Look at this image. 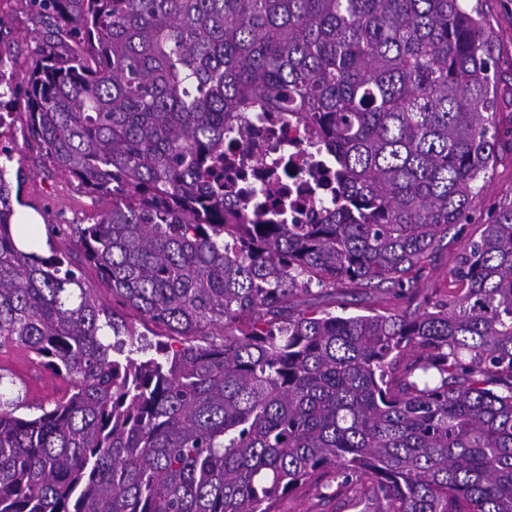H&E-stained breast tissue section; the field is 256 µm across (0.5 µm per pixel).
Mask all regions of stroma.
Masks as SVG:
<instances>
[{
    "label": "stroma",
    "mask_w": 512,
    "mask_h": 512,
    "mask_svg": "<svg viewBox=\"0 0 512 512\" xmlns=\"http://www.w3.org/2000/svg\"><path fill=\"white\" fill-rule=\"evenodd\" d=\"M479 8L493 31L491 52L498 62L499 84L506 89L495 116L500 130L504 131L512 128V0H481ZM0 17L7 23L0 33V58L5 61L0 70L16 76L24 74L33 64L34 38L43 26L27 0H0ZM0 110L10 114L9 125L0 127V144L12 150L13 167L23 171L19 189L23 208L37 212L45 224H87L93 215L111 206V199L93 200L76 181L55 171L36 147L27 145L25 115L19 103L0 104ZM509 198L512 199L511 150L499 154L482 182L465 233L449 231L446 246L438 251L419 283L420 295L448 294L452 286L449 271L464 249L466 234L474 233L478 225L491 222L499 205ZM381 301L392 310L410 304L407 297L387 298L382 291L370 289L334 300L323 297L319 303L339 314H362ZM0 366L15 375L14 383L6 387L9 397L25 394L49 402L64 389L61 379L32 362L24 352L0 355ZM274 512H361V507L346 492L335 489L327 495L317 484L309 482L281 498Z\"/></svg>",
    "instance_id": "1"
}]
</instances>
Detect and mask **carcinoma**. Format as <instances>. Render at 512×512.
Masks as SVG:
<instances>
[{
    "label": "carcinoma",
    "mask_w": 512,
    "mask_h": 512,
    "mask_svg": "<svg viewBox=\"0 0 512 512\" xmlns=\"http://www.w3.org/2000/svg\"><path fill=\"white\" fill-rule=\"evenodd\" d=\"M465 2L29 0L47 32L0 98L112 208L21 250L0 149V353L67 383L50 407L0 392V512H272L326 477L375 512H512V199L446 297L304 300L412 292L467 222L501 135ZM256 109L330 154L320 223H224V119ZM384 297L386 295L382 291L366 289L345 298L336 295V301L327 297H318L315 301L336 314H366L367 309L377 308L378 301Z\"/></svg>",
    "instance_id": "1"
}]
</instances>
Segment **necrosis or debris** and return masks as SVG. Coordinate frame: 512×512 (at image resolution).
Returning <instances> with one entry per match:
<instances>
[{"label": "necrosis or debris", "instance_id": "necrosis-or-debris-1", "mask_svg": "<svg viewBox=\"0 0 512 512\" xmlns=\"http://www.w3.org/2000/svg\"><path fill=\"white\" fill-rule=\"evenodd\" d=\"M224 150L247 177L232 202L249 204L288 224L315 223L334 191L328 156L296 122L263 112L224 125Z\"/></svg>", "mask_w": 512, "mask_h": 512}]
</instances>
